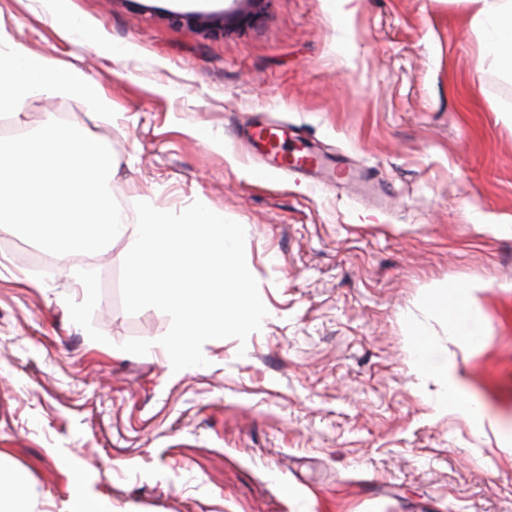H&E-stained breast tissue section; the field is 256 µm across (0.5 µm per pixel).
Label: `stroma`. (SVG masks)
<instances>
[{
	"instance_id": "35a3bbf8",
	"label": "stroma",
	"mask_w": 512,
	"mask_h": 512,
	"mask_svg": "<svg viewBox=\"0 0 512 512\" xmlns=\"http://www.w3.org/2000/svg\"><path fill=\"white\" fill-rule=\"evenodd\" d=\"M350 7L0 0L29 53L83 69L113 111L42 96L0 130L62 118L107 145L128 219L147 197L243 224L272 311L172 376L156 344L169 317L123 307L124 241L47 268L17 264L38 247L0 232V466L27 474L35 512H62L76 474L114 512H512V80L476 71L463 0ZM237 11L257 17L231 33L169 20ZM263 123L358 178L259 176L243 129ZM77 275L97 295L75 324ZM472 278L490 283L474 307L485 335L448 350L494 431L437 411L440 387L407 363L413 318L448 339L426 296ZM132 338L148 354L122 351Z\"/></svg>"
}]
</instances>
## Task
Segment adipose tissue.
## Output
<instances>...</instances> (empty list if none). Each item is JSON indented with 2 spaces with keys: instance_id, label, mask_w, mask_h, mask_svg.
I'll return each instance as SVG.
<instances>
[{
  "instance_id": "1",
  "label": "adipose tissue",
  "mask_w": 512,
  "mask_h": 512,
  "mask_svg": "<svg viewBox=\"0 0 512 512\" xmlns=\"http://www.w3.org/2000/svg\"><path fill=\"white\" fill-rule=\"evenodd\" d=\"M469 2L468 24L483 45L479 67L511 78L512 0ZM41 96L69 97L85 102L99 114L112 113V102L96 79L53 57L30 55L0 27V112L19 115L29 100ZM487 286V281L474 279L441 289L427 300L428 311L448 323L450 336L459 345L475 346L485 334L484 324L473 307ZM408 348L413 372L442 389L438 409L458 413L477 428H484L487 415L483 405L466 394L453 356L428 333L423 323L412 325ZM0 512H35L34 492L25 473L0 474Z\"/></svg>"
}]
</instances>
